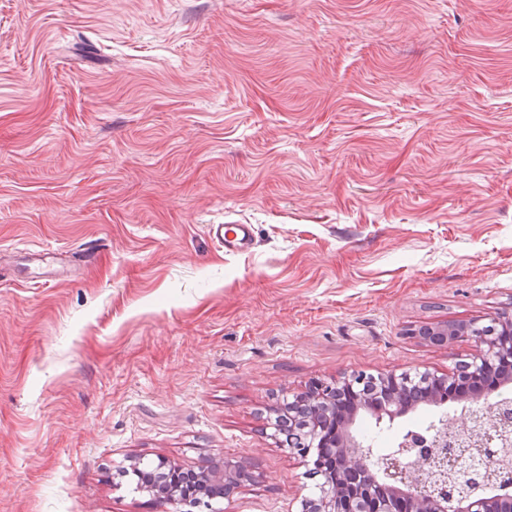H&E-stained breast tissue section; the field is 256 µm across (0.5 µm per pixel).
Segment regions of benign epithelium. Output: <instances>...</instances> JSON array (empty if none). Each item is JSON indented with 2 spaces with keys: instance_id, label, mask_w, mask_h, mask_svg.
<instances>
[{
  "instance_id": "1",
  "label": "benign epithelium",
  "mask_w": 512,
  "mask_h": 512,
  "mask_svg": "<svg viewBox=\"0 0 512 512\" xmlns=\"http://www.w3.org/2000/svg\"><path fill=\"white\" fill-rule=\"evenodd\" d=\"M495 329L486 332L480 322L458 323V332L448 335V326L425 328L423 339L449 343L473 339L486 346L479 356L461 362L450 375L423 372L420 382L429 386L436 400H448L447 393L466 390L471 385L492 377L490 390L512 383V316L503 314L490 319ZM383 381L386 388H398L414 381L401 374L369 378L357 374L335 384L313 382L307 393L319 403V415L307 421L301 411L288 408L289 449L304 458L309 477L315 480L311 495L301 502V512H512V482L488 485L475 494L469 491L476 477L499 455L498 444L504 440L501 429L512 424V397L491 408L485 434L474 442L467 467L460 466L462 455L458 445L462 434L452 423L440 422L431 446L407 434L398 445L377 456L363 439L353 433L354 420L339 424L335 420L338 395L357 396L367 381ZM406 406L391 399L381 401L376 416L392 419L403 414ZM192 473L175 468L161 458L156 464L155 487L161 501L183 505L174 491L189 480Z\"/></svg>"
}]
</instances>
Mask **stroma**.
Returning a JSON list of instances; mask_svg holds the SVG:
<instances>
[{"instance_id":"35a3bbf8","label":"stroma","mask_w":512,"mask_h":512,"mask_svg":"<svg viewBox=\"0 0 512 512\" xmlns=\"http://www.w3.org/2000/svg\"><path fill=\"white\" fill-rule=\"evenodd\" d=\"M0 256V512H300L273 406L512 314V0H0ZM209 234L225 253H235L253 241V229L249 224H212ZM148 465L149 464L140 462V460L134 463V472L139 474L137 477L138 480H141L143 490L152 496H155L156 491L157 498L161 501L180 506L184 505L181 499L177 498L173 492L181 488L186 483L183 481V477L187 480L191 479L192 472L177 469L169 464L167 460L161 458L156 464L154 479L156 486L153 488L149 480V472L151 469L148 468ZM182 471L184 472L183 477L180 476ZM152 489H154V491Z\"/></svg>"}]
</instances>
